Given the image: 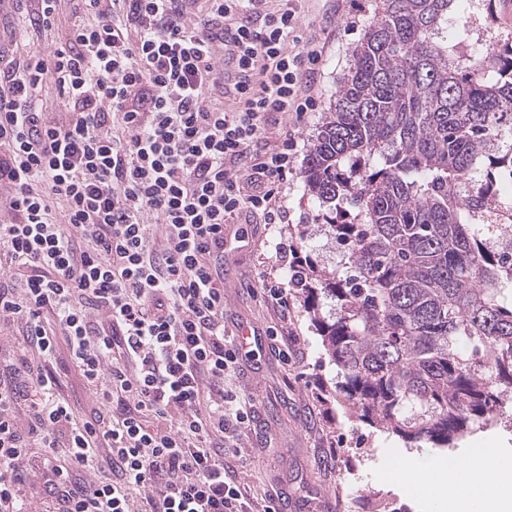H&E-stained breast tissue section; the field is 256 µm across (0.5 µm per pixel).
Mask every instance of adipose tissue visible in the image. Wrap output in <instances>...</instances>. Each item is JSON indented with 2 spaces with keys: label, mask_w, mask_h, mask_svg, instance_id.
<instances>
[{
  "label": "adipose tissue",
  "mask_w": 512,
  "mask_h": 512,
  "mask_svg": "<svg viewBox=\"0 0 512 512\" xmlns=\"http://www.w3.org/2000/svg\"><path fill=\"white\" fill-rule=\"evenodd\" d=\"M392 467L395 482L421 490L429 512H512V470L502 468L491 449L476 448L449 463L425 454L399 455ZM488 471L497 472V480L484 481Z\"/></svg>",
  "instance_id": "adipose-tissue-1"
}]
</instances>
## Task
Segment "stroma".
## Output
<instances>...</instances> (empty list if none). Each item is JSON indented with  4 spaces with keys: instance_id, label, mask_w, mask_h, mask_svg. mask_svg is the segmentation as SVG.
<instances>
[{
    "instance_id": "obj_1",
    "label": "stroma",
    "mask_w": 512,
    "mask_h": 512,
    "mask_svg": "<svg viewBox=\"0 0 512 512\" xmlns=\"http://www.w3.org/2000/svg\"><path fill=\"white\" fill-rule=\"evenodd\" d=\"M291 3L300 18L296 34L301 42L313 41L323 49L320 74L311 87L317 108L301 123L283 119L268 127L264 145H275L290 134L298 142L294 171L283 193L289 222L256 233L248 246L225 252L224 325L229 330L241 323L262 330L279 326L298 356L286 363L263 348L243 358L226 380L229 387L258 400L240 475L256 489H276L288 512H427L414 486L396 484L389 477V461L408 452V444L358 421L333 398L337 371L302 304L292 301L283 326L263 296L267 276L281 283L288 280L287 269L277 266V253L281 245L292 242L289 224L315 221L317 209L302 179L307 150L376 7L375 0ZM459 15L468 30L469 47L485 46L512 33V14L504 0H459ZM56 370L75 413L91 415L96 399L72 364L67 347L58 351ZM476 447L512 459V399L501 408L496 424L464 435L456 448L439 451L438 456L460 458Z\"/></svg>"
}]
</instances>
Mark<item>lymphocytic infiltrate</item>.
I'll list each match as a JSON object with an SVG mask.
<instances>
[{
    "mask_svg": "<svg viewBox=\"0 0 512 512\" xmlns=\"http://www.w3.org/2000/svg\"><path fill=\"white\" fill-rule=\"evenodd\" d=\"M81 2L59 47L0 68V324L25 342L0 378V512L35 478L51 512H277L239 476L255 403L224 385V240L243 212L287 223L294 141L257 143L312 111L322 52L259 0ZM47 83L61 118L32 101ZM62 341L90 417L52 370Z\"/></svg>",
    "mask_w": 512,
    "mask_h": 512,
    "instance_id": "lymphocytic-infiltrate-1",
    "label": "lymphocytic infiltrate"
}]
</instances>
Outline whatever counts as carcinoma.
Instances as JSON below:
<instances>
[{"label":"carcinoma","instance_id":"1","mask_svg":"<svg viewBox=\"0 0 512 512\" xmlns=\"http://www.w3.org/2000/svg\"><path fill=\"white\" fill-rule=\"evenodd\" d=\"M455 10L379 0L303 171L349 271L288 280L355 417L441 450L512 393V263L479 223L512 174V38L469 54Z\"/></svg>","mask_w":512,"mask_h":512}]
</instances>
